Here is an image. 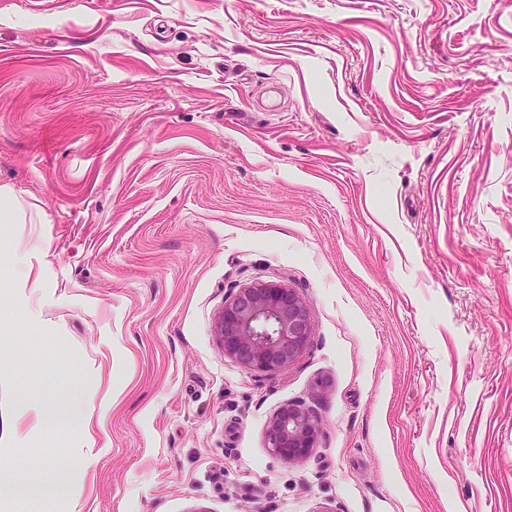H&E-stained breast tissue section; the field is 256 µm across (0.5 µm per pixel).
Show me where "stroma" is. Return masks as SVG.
<instances>
[{"mask_svg":"<svg viewBox=\"0 0 512 512\" xmlns=\"http://www.w3.org/2000/svg\"><path fill=\"white\" fill-rule=\"evenodd\" d=\"M0 185V512H512V0H0ZM215 335L225 356L263 373L294 362L312 336L305 301L296 290L275 281L239 290L217 316ZM317 418L294 404L281 405L268 419L265 429L267 448L288 461L309 457L319 442Z\"/></svg>","mask_w":512,"mask_h":512,"instance_id":"stroma-1","label":"stroma"}]
</instances>
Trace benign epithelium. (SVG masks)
<instances>
[{
	"label": "benign epithelium",
	"instance_id": "obj_1",
	"mask_svg": "<svg viewBox=\"0 0 512 512\" xmlns=\"http://www.w3.org/2000/svg\"><path fill=\"white\" fill-rule=\"evenodd\" d=\"M224 355L256 372L275 373L309 347L311 326L305 301L296 290L275 281L243 288L215 321ZM317 418L294 404L281 405L268 419L267 448L288 461L309 457L319 442Z\"/></svg>",
	"mask_w": 512,
	"mask_h": 512
}]
</instances>
